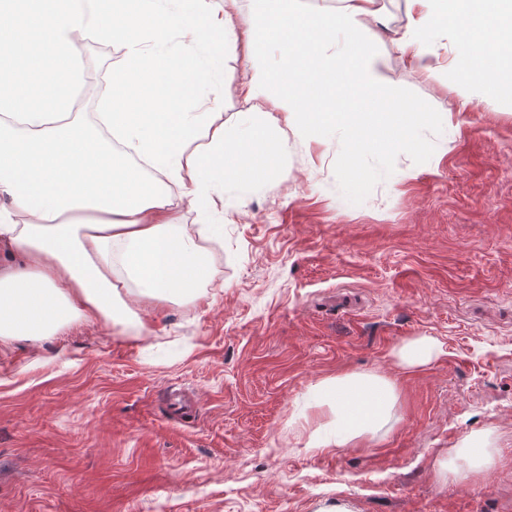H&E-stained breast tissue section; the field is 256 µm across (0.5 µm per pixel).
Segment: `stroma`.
<instances>
[{
  "instance_id": "35a3bbf8",
  "label": "stroma",
  "mask_w": 512,
  "mask_h": 512,
  "mask_svg": "<svg viewBox=\"0 0 512 512\" xmlns=\"http://www.w3.org/2000/svg\"><path fill=\"white\" fill-rule=\"evenodd\" d=\"M405 16L383 0L363 37L380 81L428 114L414 145L350 170L340 131L283 129L278 176L224 185L205 298L0 342V512H512V112L459 111L456 37L409 59L391 41ZM247 53L224 64L229 132L246 126ZM122 55L85 41L81 120L100 100L89 76ZM420 336L440 354L402 366ZM349 372L395 384L392 422L310 447L292 414ZM472 434L495 465L440 476Z\"/></svg>"
}]
</instances>
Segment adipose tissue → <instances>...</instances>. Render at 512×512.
Here are the masks:
<instances>
[{
  "mask_svg": "<svg viewBox=\"0 0 512 512\" xmlns=\"http://www.w3.org/2000/svg\"><path fill=\"white\" fill-rule=\"evenodd\" d=\"M261 31L239 32L230 0H0V35L35 22L23 68L0 54V339L37 337L70 323L119 320L129 302L161 305L199 294L209 276L198 245L228 173L248 182L278 169L282 126L303 139L343 129V159L410 142L425 113L393 97L362 38L378 0H342L335 13L283 11L263 0ZM396 48L422 57L433 32L459 35L448 64L461 107L482 97L512 111V0H407ZM123 51L106 111L72 118L86 37ZM242 84L256 136L220 120L224 60L239 38ZM284 62L271 71L263 44ZM209 142H202V135ZM199 216L181 221V208ZM393 384L368 373L325 380L300 416L310 447L349 448L386 425ZM333 419L321 423L323 412ZM495 463L489 436L465 437L444 473Z\"/></svg>",
  "mask_w": 512,
  "mask_h": 512,
  "instance_id": "adipose-tissue-1",
  "label": "adipose tissue"
}]
</instances>
